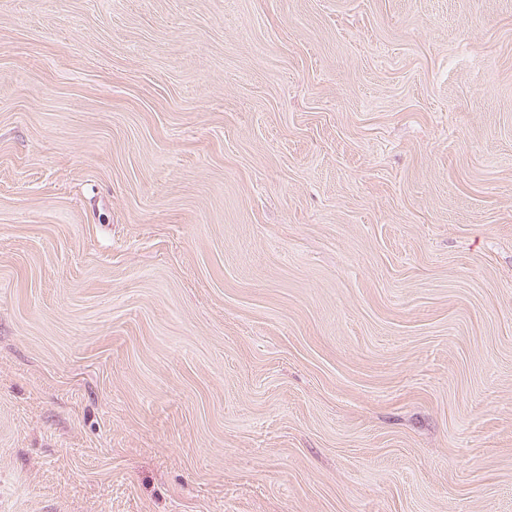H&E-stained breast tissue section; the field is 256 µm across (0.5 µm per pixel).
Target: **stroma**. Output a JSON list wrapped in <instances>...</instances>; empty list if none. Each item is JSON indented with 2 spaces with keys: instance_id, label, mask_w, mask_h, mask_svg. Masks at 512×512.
Masks as SVG:
<instances>
[{
  "instance_id": "stroma-1",
  "label": "stroma",
  "mask_w": 512,
  "mask_h": 512,
  "mask_svg": "<svg viewBox=\"0 0 512 512\" xmlns=\"http://www.w3.org/2000/svg\"><path fill=\"white\" fill-rule=\"evenodd\" d=\"M0 512H512V0H0Z\"/></svg>"
}]
</instances>
